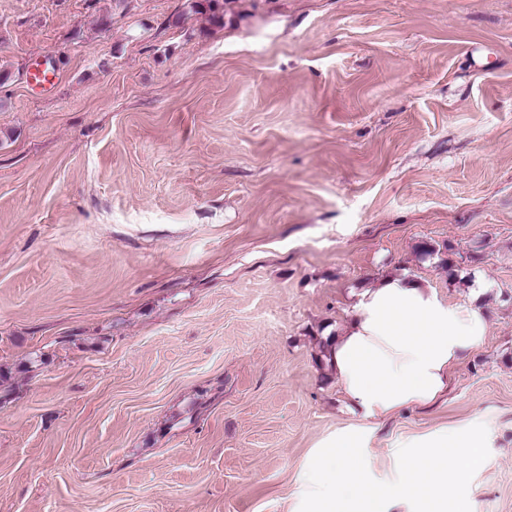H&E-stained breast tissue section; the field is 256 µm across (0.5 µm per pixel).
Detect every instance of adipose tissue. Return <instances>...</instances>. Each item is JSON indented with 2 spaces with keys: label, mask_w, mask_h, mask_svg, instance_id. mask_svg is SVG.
Instances as JSON below:
<instances>
[{
  "label": "adipose tissue",
  "mask_w": 512,
  "mask_h": 512,
  "mask_svg": "<svg viewBox=\"0 0 512 512\" xmlns=\"http://www.w3.org/2000/svg\"><path fill=\"white\" fill-rule=\"evenodd\" d=\"M487 333L476 301L449 304L428 283L392 274L366 288L328 351L352 419L319 440L301 465L296 512H472L464 490L493 445L490 429L442 424L403 437L390 481L375 478L370 457L381 424L439 404L461 357Z\"/></svg>",
  "instance_id": "obj_1"
}]
</instances>
